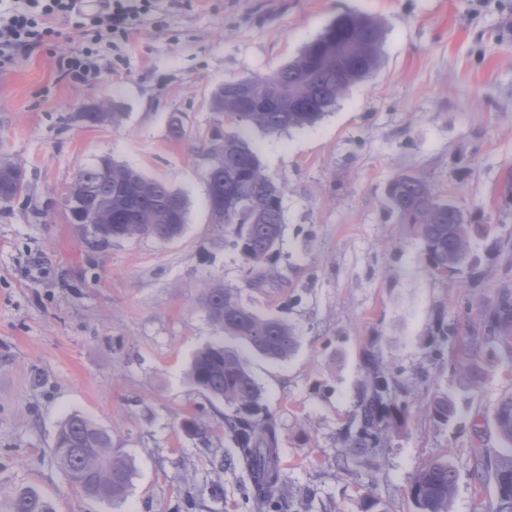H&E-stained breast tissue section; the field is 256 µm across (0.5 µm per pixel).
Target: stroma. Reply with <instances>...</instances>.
<instances>
[{
  "mask_svg": "<svg viewBox=\"0 0 512 512\" xmlns=\"http://www.w3.org/2000/svg\"><path fill=\"white\" fill-rule=\"evenodd\" d=\"M383 28L382 63L320 122L281 135L252 132L264 170L284 183L277 279L248 288L238 250L212 219L206 131L212 92L293 58L336 15ZM133 41L99 44L89 84L55 59L82 47L63 29L50 46L0 71V159L21 163L30 190L0 210V502L32 486L55 512H105L72 488L50 455L59 426L80 413L112 434L134 475L117 512H250L248 481L224 434L228 408L188 379L194 352L217 331L198 296L212 281L241 289L263 315L293 326L290 358L248 356L276 419L293 512H415L409 485L430 459L457 471L450 512H494L473 479L476 454L499 446L491 419L512 372L488 368L458 389L439 352L438 320L475 324L512 289V0H157ZM108 103L118 126L80 112ZM178 116L188 133L169 132ZM103 159L161 180L187 199L180 237L113 241L88 250L60 203L78 168ZM410 173L450 197L475 237L481 288L433 273L414 231L388 208L390 180ZM406 390L409 413L374 459H345L339 438L364 380L362 354ZM454 396L458 419L429 415L421 372Z\"/></svg>",
  "mask_w": 512,
  "mask_h": 512,
  "instance_id": "stroma-1",
  "label": "stroma"
}]
</instances>
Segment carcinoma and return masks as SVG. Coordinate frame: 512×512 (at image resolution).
<instances>
[{"label":"carcinoma","instance_id":"1","mask_svg":"<svg viewBox=\"0 0 512 512\" xmlns=\"http://www.w3.org/2000/svg\"><path fill=\"white\" fill-rule=\"evenodd\" d=\"M381 40L377 19L339 14L277 71L226 80L212 95L214 118L203 138L209 159L204 171L207 203L244 260L248 287L263 288L276 278L268 263L282 243L284 186L264 173L242 131L277 135L314 126L349 87L378 70ZM119 117L105 103L85 113L92 125L115 127ZM70 189L82 202L70 223L84 245L96 251L111 248L115 238L170 240L181 234L186 223V200L180 192L110 160L80 168ZM28 190L23 167L1 159L0 208H10ZM387 200L397 223L414 229L434 271L454 265L462 283L479 286L482 274L471 261L475 228L463 222L455 204L411 174L389 182ZM200 304L230 342H210L197 350L190 380L230 408L224 415V435L235 445L237 466L250 479L253 512H284L287 493L279 469L277 424L238 346L269 361H282L293 354L297 336L286 321L257 313L239 288L213 283L203 289ZM435 335L443 340L457 337L450 365L460 389L478 390L491 358L512 364V290H499L477 324L460 329L440 321ZM363 366L366 380L357 397L355 419L340 442L350 452L375 454L408 405L397 402L402 386L382 366L371 345L364 351ZM427 410L442 424L457 414L453 399L441 392L431 393ZM491 418L503 448L492 458L480 457L474 478L480 484L490 481L496 488H512V393L494 404ZM51 453L73 488L108 508L124 502L132 468L123 449L112 447L107 430L72 414L59 427ZM456 482L448 458L431 460L409 488L416 512H449ZM3 512H53V507L39 491L24 488L8 499Z\"/></svg>","mask_w":512,"mask_h":512}]
</instances>
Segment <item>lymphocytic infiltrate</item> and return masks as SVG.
<instances>
[{
    "label": "lymphocytic infiltrate",
    "mask_w": 512,
    "mask_h": 512,
    "mask_svg": "<svg viewBox=\"0 0 512 512\" xmlns=\"http://www.w3.org/2000/svg\"><path fill=\"white\" fill-rule=\"evenodd\" d=\"M154 0H0V69L46 45L59 23L77 16L88 37L76 56L58 59L63 73L89 80L100 69L96 46L105 38L130 40Z\"/></svg>",
    "instance_id": "lymphocytic-infiltrate-1"
}]
</instances>
